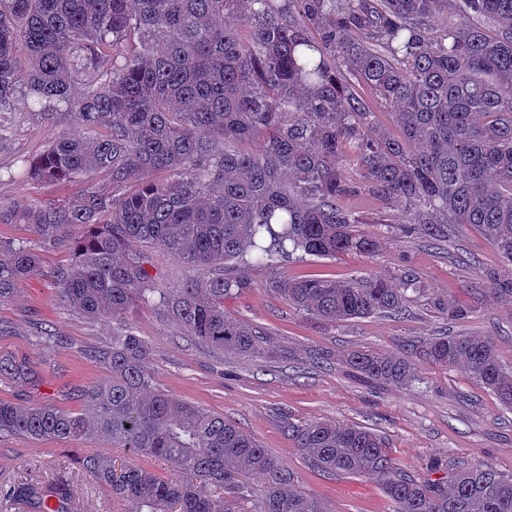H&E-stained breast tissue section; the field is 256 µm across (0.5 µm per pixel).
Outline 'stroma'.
I'll use <instances>...</instances> for the list:
<instances>
[{"label":"stroma","instance_id":"35a3bbf8","mask_svg":"<svg viewBox=\"0 0 512 512\" xmlns=\"http://www.w3.org/2000/svg\"><path fill=\"white\" fill-rule=\"evenodd\" d=\"M16 135L11 150L0 153V167L13 154H39L57 134L75 133L68 117H13ZM359 218L372 222L383 238L372 258L345 254L333 259H290L289 276L318 275L339 280L412 269L422 287L405 315H376L333 326L307 319L264 288L265 271H251L253 286L226 300L227 313L269 329L274 357L252 358L210 351L185 340L179 326L155 307L142 305L130 315L139 334L152 344L150 365L158 389L222 413L225 419L256 437L292 471L299 490L314 494L328 512H394L381 486L367 477L327 476L314 471L295 447L281 422L331 420L361 425L387 436L396 467L427 477L431 461L449 468L491 465L512 473V410L460 369H442L419 359L416 381L408 387L377 386L354 376L345 363L358 349L405 351L408 344L433 336L474 334L491 339L501 363L512 366V304L486 295V274L498 268L493 245L471 225H457L448 237L429 243L420 233L403 237L398 225L379 223L384 204L366 193L343 200ZM470 305L471 317L449 319L435 300ZM49 324L61 341L47 348L31 331V320ZM0 323L11 326L0 336V357L26 362L43 372L39 390L8 379L0 381V400L28 404L40 398L82 410L73 396L78 386L100 380L104 370L84 356L87 347L105 342L108 321L89 322L56 301L46 278L35 277L18 288L13 300L0 305ZM328 351L327 366L299 372L310 350ZM90 452L126 464L127 451L104 440L36 442L22 436L0 439V512H26L5 494L26 479L66 480L72 512H129V504L113 495L82 468Z\"/></svg>","mask_w":512,"mask_h":512}]
</instances>
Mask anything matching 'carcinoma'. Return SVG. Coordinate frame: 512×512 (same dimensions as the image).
<instances>
[{
    "instance_id": "cac0c4a2",
    "label": "carcinoma",
    "mask_w": 512,
    "mask_h": 512,
    "mask_svg": "<svg viewBox=\"0 0 512 512\" xmlns=\"http://www.w3.org/2000/svg\"><path fill=\"white\" fill-rule=\"evenodd\" d=\"M343 69L393 111L400 136L371 129ZM17 113L64 114L81 133L17 156L0 181L84 186L62 202L0 197V224L26 232L0 239V302L42 276L76 315L111 321L112 336L84 352L107 372L76 390L84 410L0 400V438L126 449L132 461L119 469L100 453L83 468L132 512H240L250 498V512H326L255 437L155 387L152 345L128 319L135 307L155 306L192 342L261 358L268 329L224 310L253 269L318 323L404 314L410 273L340 281L284 271L298 253L377 254L380 239L341 205L355 192L431 240L450 225L478 227L501 260L487 273L489 297L512 302V0H0V151L14 136L3 116ZM96 173L110 186L91 183ZM62 245L71 257L45 268L43 252ZM156 251L183 265L179 284L162 280ZM414 354L462 369L512 410V368L485 337L351 351L346 363L403 387ZM0 377L39 380L2 359ZM283 429L311 468L377 479L395 512H512V475L492 466L434 462L443 476L415 479L370 428L286 418ZM250 475L263 481L255 498ZM10 496L29 512H71L63 480L18 483Z\"/></svg>"
}]
</instances>
